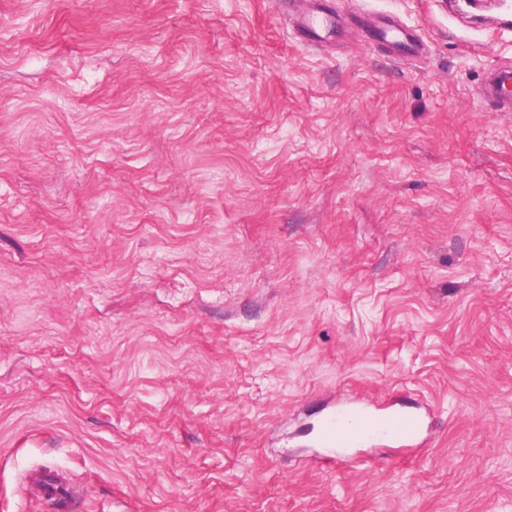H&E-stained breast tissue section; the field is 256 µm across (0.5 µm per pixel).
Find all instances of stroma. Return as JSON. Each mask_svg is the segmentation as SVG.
Masks as SVG:
<instances>
[{"label":"stroma","instance_id":"1","mask_svg":"<svg viewBox=\"0 0 512 512\" xmlns=\"http://www.w3.org/2000/svg\"><path fill=\"white\" fill-rule=\"evenodd\" d=\"M310 2L0 0V512H512V36ZM339 394L425 447L306 466ZM341 28L340 19L325 3H315L311 11L303 15L298 33L308 43H316L337 34ZM370 31L373 39L388 45L402 55V59L417 57L423 48L417 32L412 33L411 28L396 17L379 18ZM510 85H512V64L509 63L490 74L482 91L488 100H493L500 109L510 112L512 111V93L506 90Z\"/></svg>","mask_w":512,"mask_h":512}]
</instances>
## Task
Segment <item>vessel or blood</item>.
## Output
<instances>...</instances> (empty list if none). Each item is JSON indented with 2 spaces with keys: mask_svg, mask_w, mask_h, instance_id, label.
<instances>
[{
  "mask_svg": "<svg viewBox=\"0 0 512 512\" xmlns=\"http://www.w3.org/2000/svg\"><path fill=\"white\" fill-rule=\"evenodd\" d=\"M341 23L322 0H316L304 14L298 33L309 43H316L339 32ZM373 39L388 45L402 57L418 56L423 44L418 34L400 19L384 16L371 29ZM482 91L502 110L512 111V64L499 67L487 78ZM425 429L424 415L414 407L380 406L340 402L330 407L316 438L317 444L337 447V464L354 466L348 448L391 440L403 448L414 447Z\"/></svg>",
  "mask_w": 512,
  "mask_h": 512,
  "instance_id": "vessel-or-blood-1",
  "label": "vessel or blood"
}]
</instances>
